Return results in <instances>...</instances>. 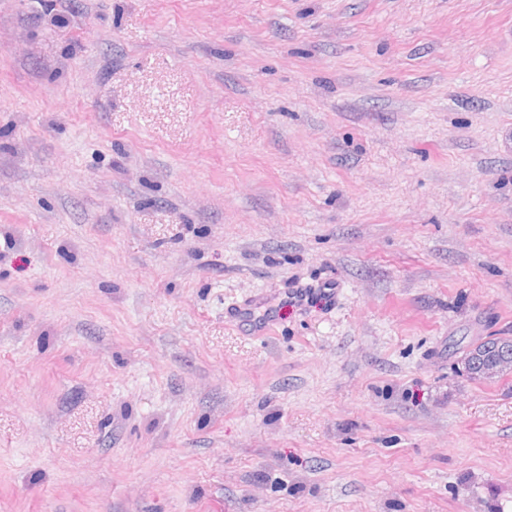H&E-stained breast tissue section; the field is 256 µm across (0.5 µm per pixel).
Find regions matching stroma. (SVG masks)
Masks as SVG:
<instances>
[{
    "label": "stroma",
    "mask_w": 512,
    "mask_h": 512,
    "mask_svg": "<svg viewBox=\"0 0 512 512\" xmlns=\"http://www.w3.org/2000/svg\"><path fill=\"white\" fill-rule=\"evenodd\" d=\"M493 334L512 0H0V512H512ZM254 309V305L249 303L236 306L238 316L250 326L252 334L266 336L281 319L283 309L267 307L261 311L260 315H256ZM469 353L472 354L470 366L464 364L465 372L472 378H482L484 368L491 362H506L505 368L512 366V337L488 336L475 344ZM476 354L478 356H476Z\"/></svg>",
    "instance_id": "stroma-1"
}]
</instances>
